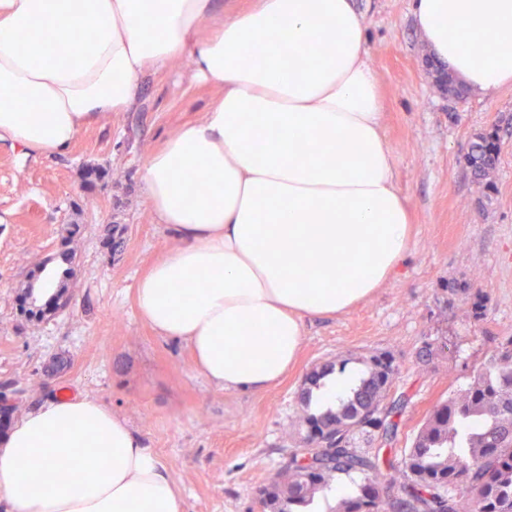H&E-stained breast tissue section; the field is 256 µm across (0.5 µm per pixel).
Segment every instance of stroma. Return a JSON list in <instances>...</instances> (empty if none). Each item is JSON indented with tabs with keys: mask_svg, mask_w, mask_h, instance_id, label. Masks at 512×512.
<instances>
[{
	"mask_svg": "<svg viewBox=\"0 0 512 512\" xmlns=\"http://www.w3.org/2000/svg\"><path fill=\"white\" fill-rule=\"evenodd\" d=\"M383 97L384 131L413 219L412 249L373 297L304 324L298 362L259 392L217 388L182 342L156 334L136 304L138 280L179 240L157 223L139 178L146 157L219 97L174 63L145 73L135 103L106 112L61 156L0 142V384L12 422L59 398L99 400L155 450L185 512H261L255 490L307 432L299 395L326 364L363 377L390 356L397 393L391 455L403 459L428 411L463 390L512 336V128L500 133L493 190L464 163L474 133L512 118V89L448 101L426 65L412 0H356ZM65 275L66 309L34 317L24 293L39 267ZM482 289L475 320L451 283Z\"/></svg>",
	"mask_w": 512,
	"mask_h": 512,
	"instance_id": "1",
	"label": "stroma"
}]
</instances>
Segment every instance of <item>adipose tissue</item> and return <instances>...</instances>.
<instances>
[{"mask_svg": "<svg viewBox=\"0 0 512 512\" xmlns=\"http://www.w3.org/2000/svg\"><path fill=\"white\" fill-rule=\"evenodd\" d=\"M213 9L0 0V140L62 155L102 113L129 109L146 71L179 58L194 79L217 82L204 118L170 133L141 168L154 216L180 245L139 280L137 302L217 387L263 390L296 362L307 319L345 313L393 278L411 249V216L354 0H254L201 36ZM413 12L431 53L472 93L512 88V0H413ZM89 28L81 56L57 60L58 46ZM324 31L335 36L325 50ZM485 35L498 47L476 56ZM288 58L299 76L279 77ZM253 327L261 333L242 353ZM63 460L72 479L45 492ZM0 497L6 512H185L155 451L85 396L48 401L15 425L0 445Z\"/></svg>", "mask_w": 512, "mask_h": 512, "instance_id": "1", "label": "adipose tissue"}]
</instances>
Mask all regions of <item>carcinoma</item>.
Returning <instances> with one entry per match:
<instances>
[{
	"mask_svg": "<svg viewBox=\"0 0 512 512\" xmlns=\"http://www.w3.org/2000/svg\"><path fill=\"white\" fill-rule=\"evenodd\" d=\"M93 38L85 31L60 47L58 57L70 61ZM437 83L448 98H463L462 87L444 68L435 69ZM498 126L472 136L464 161L474 182L490 187L498 161ZM452 295L470 300L473 316H486V298L478 288L451 287ZM366 378L352 395L339 399L336 410L308 414L304 447L321 445L326 430L342 432L336 458L325 469L298 470L288 485H266L272 512H305L314 495L337 474L359 476L356 490L339 503L338 512H438L440 500L448 512H512V336L499 339L495 355L463 391L437 403L414 435L403 466L380 454L353 448L354 435L379 429L382 442L397 437L393 417L402 405L385 404L397 374L385 355L370 359ZM389 470L386 483L376 481L381 468Z\"/></svg>",
	"mask_w": 512,
	"mask_h": 512,
	"instance_id": "carcinoma-1",
	"label": "carcinoma"
}]
</instances>
